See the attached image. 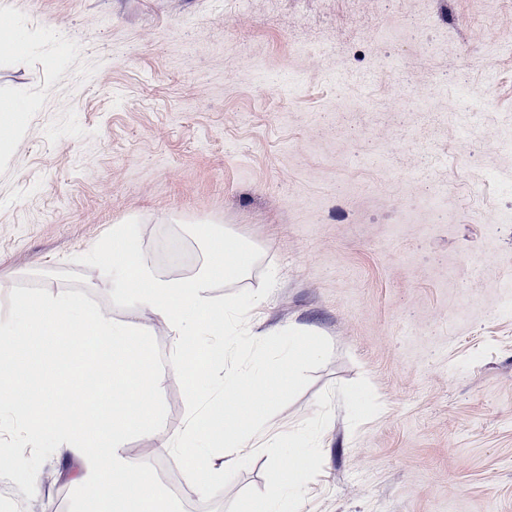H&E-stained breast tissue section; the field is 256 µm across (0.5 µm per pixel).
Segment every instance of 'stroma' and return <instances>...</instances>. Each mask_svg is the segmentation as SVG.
Masks as SVG:
<instances>
[{
  "mask_svg": "<svg viewBox=\"0 0 512 512\" xmlns=\"http://www.w3.org/2000/svg\"><path fill=\"white\" fill-rule=\"evenodd\" d=\"M0 320L68 289L117 321L92 253L128 224L184 276L215 227L253 242L267 296L245 369L321 353L266 409L263 448L199 493L168 446L201 411L169 378L164 434L127 447L177 512L300 488L298 512H512V6L506 0H0ZM459 98L449 111V98ZM280 271L275 288L268 268ZM258 341H251L250 333ZM309 450L298 464L288 445ZM54 436L28 454L61 505L0 469L23 512H76ZM34 107V102L31 101L27 105L18 103L16 99H1L0 100V132L3 128H10L19 125L25 112Z\"/></svg>",
  "mask_w": 512,
  "mask_h": 512,
  "instance_id": "35a3bbf8",
  "label": "stroma"
}]
</instances>
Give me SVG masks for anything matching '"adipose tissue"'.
I'll list each match as a JSON object with an SVG mask.
<instances>
[{"label": "adipose tissue", "mask_w": 512, "mask_h": 512, "mask_svg": "<svg viewBox=\"0 0 512 512\" xmlns=\"http://www.w3.org/2000/svg\"><path fill=\"white\" fill-rule=\"evenodd\" d=\"M112 240L95 260L112 279L113 298L157 317L173 333L176 343L166 364L159 367L152 360L150 325L118 322L89 305L81 307L85 347L62 357L77 305L71 291L58 290L24 300L17 319L0 322V392L15 391L18 382H25L27 393L12 412L23 425L26 447H42L43 436L53 434L56 454L94 475L82 512H170L168 501L126 451L129 437L164 432L158 402L168 378L182 379L194 401L201 399L203 380L218 373L225 392L255 378L265 388L262 398L235 412L225 409L223 395L205 400L204 411L170 440V448L187 459V476L199 492L275 444L274 433L256 432L254 426L285 377L268 367L255 375L234 366L233 348L223 335L235 328L239 312L218 308L211 296L218 283L248 280L261 250L215 233L201 245V265L191 274L171 277L142 253L129 225H114ZM63 359L77 374L89 372L97 379L96 398L77 414L57 404Z\"/></svg>", "instance_id": "1"}]
</instances>
